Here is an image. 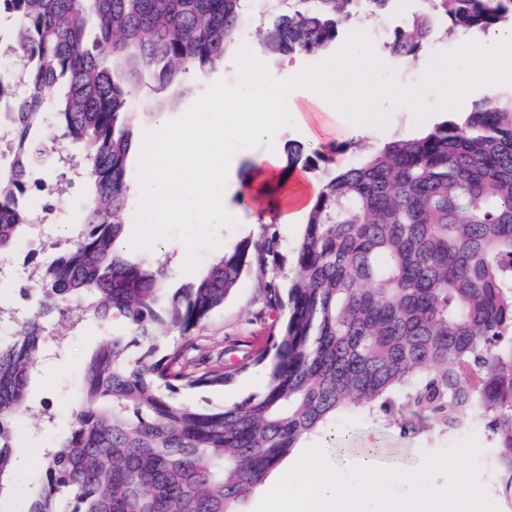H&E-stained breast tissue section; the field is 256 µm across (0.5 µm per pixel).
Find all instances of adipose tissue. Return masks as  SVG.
Listing matches in <instances>:
<instances>
[{
    "mask_svg": "<svg viewBox=\"0 0 512 512\" xmlns=\"http://www.w3.org/2000/svg\"><path fill=\"white\" fill-rule=\"evenodd\" d=\"M335 88V78L298 72L289 85H271L269 107L264 112L231 111L233 97L224 89L218 97L221 111L202 117L192 110L175 123L155 118L142 139L139 174L127 201L141 232L138 237L121 239L118 249L130 251L162 243L170 224L238 221V214L226 207L224 196L233 190L226 156L230 147L239 145L261 146L252 159L246 189L282 187L277 219L282 224H296L309 211L319 185L301 169L283 174L275 141L281 131L292 127L322 147L363 128L364 119H350L338 111ZM217 180L225 183L220 197L212 191Z\"/></svg>",
    "mask_w": 512,
    "mask_h": 512,
    "instance_id": "adipose-tissue-1",
    "label": "adipose tissue"
}]
</instances>
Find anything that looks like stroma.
<instances>
[{"label": "stroma", "mask_w": 512, "mask_h": 512, "mask_svg": "<svg viewBox=\"0 0 512 512\" xmlns=\"http://www.w3.org/2000/svg\"><path fill=\"white\" fill-rule=\"evenodd\" d=\"M420 7V0H393L383 20L352 24L353 29L369 34L378 57L395 68L398 81L404 85L417 83L428 62L423 59L411 66L400 65L390 55L386 44L394 29ZM182 81L186 90L175 97L150 85L134 92L130 113L136 130H143L149 113L155 111L162 112L169 121H179L191 108L212 103L214 89L219 85L235 89L241 107L248 111L261 112L266 107L267 83L239 81L236 69L226 65L216 67L203 78L184 75ZM419 133L412 114H395L386 130L369 128L363 133L343 137L346 149L335 153L334 166L338 169L348 166L366 158L390 139L413 138ZM47 186L52 194L46 199L49 209L44 221L53 227V234L40 236L33 233L21 241L5 260L9 276L0 279V305L15 308L20 319L28 317L32 311L34 267L46 265L54 258L59 247L56 227L78 224L87 194V184L77 168L66 170L64 182L51 180ZM254 217V212L248 211L241 224L202 226L192 248L186 252L171 247L172 242L178 241L185 233V225L171 224L167 227L169 246H147L140 249L139 254L147 259H169L174 270L170 286L175 289L194 282L216 262L218 243L230 244L253 234L256 229ZM258 310L256 282L251 276H244L223 308L216 310L200 329V354L208 355L227 345L263 336L264 331L256 320ZM46 325L59 342L42 352L38 372L29 386L30 409L16 423L17 444L24 456L18 480L31 495L39 491L46 481L40 461L43 449L53 446L69 433L70 414L80 397L82 376L92 354L104 337L124 330L121 322H101L93 311L87 309L81 312L78 324L63 323L53 316ZM266 381L264 369L257 367L224 387L186 390L180 393L179 398L192 405H228L261 393ZM336 431L348 438V445L338 447L336 442L322 434L309 439L307 445L320 449L325 458L338 468L357 465L363 436L369 431L376 435L377 467L403 471L413 470L419 465L421 452H444L467 439H476L480 451L475 482L485 491L496 512H512V496L501 491L489 465L488 433L482 421H474L468 430L461 433L428 432L407 436L402 433L398 421L377 411L369 415H342L336 420Z\"/></svg>", "instance_id": "obj_1"}]
</instances>
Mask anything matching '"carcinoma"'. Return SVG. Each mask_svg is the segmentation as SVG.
I'll use <instances>...</instances> for the list:
<instances>
[{"mask_svg":"<svg viewBox=\"0 0 512 512\" xmlns=\"http://www.w3.org/2000/svg\"><path fill=\"white\" fill-rule=\"evenodd\" d=\"M0 0L12 21L0 70V257L41 223L31 182L73 145L88 185L84 222L36 271L39 309L0 336V493L17 482L15 423L52 339L41 318L87 307L126 332L100 343L69 435L45 449L47 484L26 512H245L292 449L344 413H397L405 434L462 432L480 416L512 491V98L397 138L343 170L299 145L287 174L320 176L301 242L277 224L224 246L171 293L167 264L115 249L124 172L142 85L183 91L237 46L244 22L269 17L262 51H325L356 19L394 0ZM385 48L417 61L441 20L480 37L512 23V0H422ZM261 289L265 345L191 357L195 331L242 276ZM264 364L259 395L193 407L182 390L220 387Z\"/></svg>","mask_w":512,"mask_h":512,"instance_id":"cac0c4a2","label":"carcinoma"}]
</instances>
